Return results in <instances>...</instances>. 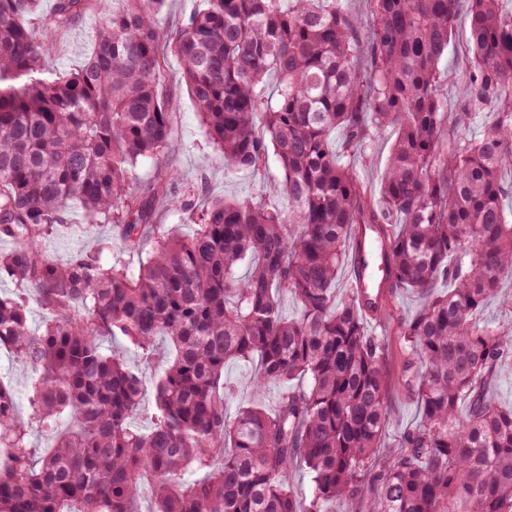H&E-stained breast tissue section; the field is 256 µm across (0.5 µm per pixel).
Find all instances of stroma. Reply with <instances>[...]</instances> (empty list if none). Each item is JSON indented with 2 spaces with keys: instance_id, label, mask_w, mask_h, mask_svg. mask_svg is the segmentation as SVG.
I'll return each mask as SVG.
<instances>
[{
  "instance_id": "obj_1",
  "label": "stroma",
  "mask_w": 512,
  "mask_h": 512,
  "mask_svg": "<svg viewBox=\"0 0 512 512\" xmlns=\"http://www.w3.org/2000/svg\"><path fill=\"white\" fill-rule=\"evenodd\" d=\"M93 18H86L77 27L57 33L53 38L54 49L47 64L63 72L80 66L93 50L91 31ZM468 32L463 23H456L447 55L443 56L440 68L452 75L451 83L443 87V95L449 111H458L461 98L457 89L469 67ZM163 94L170 111L174 114V126L178 149L169 153L167 165L175 170L187 185L197 188L199 197L238 198L260 193L263 186L280 175L276 157H269L260 173H229L219 156L214 155L210 141L196 115L194 103L181 79L176 60L168 62V77L163 85ZM393 129H385L371 140L364 153L339 154L341 164L353 169L363 183L369 196H379L381 174L385 168L392 143ZM418 307L416 296L408 290H398L391 298V317L384 322L368 321L370 336L382 340L389 350L388 370L391 381V419L376 450L373 464L381 466L398 451V436L403 429L415 426L421 419V410L416 398L407 390L401 376L408 359V352L400 336L402 325L410 320ZM256 366L252 363L231 361L224 368V380L233 390L225 402L227 415H235L239 406L253 397V379Z\"/></svg>"
}]
</instances>
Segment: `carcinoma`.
<instances>
[{
  "label": "carcinoma",
  "mask_w": 512,
  "mask_h": 512,
  "mask_svg": "<svg viewBox=\"0 0 512 512\" xmlns=\"http://www.w3.org/2000/svg\"><path fill=\"white\" fill-rule=\"evenodd\" d=\"M95 2L55 0L43 14L41 0H0V241L11 243L0 284L13 286L0 295V349L32 372L26 422L0 383V512H324L365 496L390 381L387 347L368 335L357 296L336 299L360 224L387 242V292L419 298L401 336L422 413L366 512H512V409L485 395L512 360V327L473 323L512 279L502 208L512 184L501 178L512 167V11L468 0L472 68L450 112L439 63L459 0H370L365 55L361 21L336 0H203L165 32L166 0H112L82 65L47 69L50 36ZM170 55L225 170L255 173L277 157L280 176L263 193L198 206L165 167L177 144L162 92ZM481 117L478 136H450ZM388 127L396 138L372 198L338 164L332 134L342 129L354 152ZM142 159L156 173L137 187ZM275 195L288 208L266 203ZM161 202L191 212L192 233L156 223ZM77 212L85 234L117 227L126 254L152 242L138 271L121 256L102 263L110 238L56 260L47 242ZM283 293L297 317L282 316ZM106 338L125 340L145 367L158 339L170 345L146 431L131 423L141 373ZM231 360L257 362L256 394L301 385L272 412L255 400L229 418ZM34 424L57 433L40 456L28 451ZM294 468L311 477L307 503L285 481Z\"/></svg>",
  "instance_id": "obj_1"
}]
</instances>
